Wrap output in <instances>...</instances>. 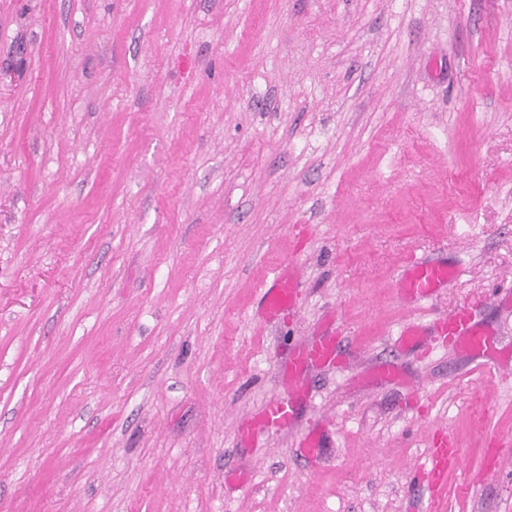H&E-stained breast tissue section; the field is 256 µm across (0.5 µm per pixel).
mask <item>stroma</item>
Returning a JSON list of instances; mask_svg holds the SVG:
<instances>
[{
    "label": "stroma",
    "instance_id": "stroma-1",
    "mask_svg": "<svg viewBox=\"0 0 512 512\" xmlns=\"http://www.w3.org/2000/svg\"><path fill=\"white\" fill-rule=\"evenodd\" d=\"M0 512H512V0H0ZM455 272L448 267L427 262H413L401 281L400 291L415 299H428L436 288L448 282ZM298 288V280L293 275L278 277L276 285L266 295L268 314L274 317L283 308L292 306L297 297ZM336 358V338L328 336L320 341L301 344L295 353L292 372L297 378L311 364L329 363ZM295 414V394L288 392V396L270 400L264 409V423L269 429L287 427L293 421ZM462 456L458 443L448 435L432 448L427 456L426 463L417 470L418 482H426L433 494H440L444 476L449 468L460 466Z\"/></svg>",
    "mask_w": 512,
    "mask_h": 512
}]
</instances>
